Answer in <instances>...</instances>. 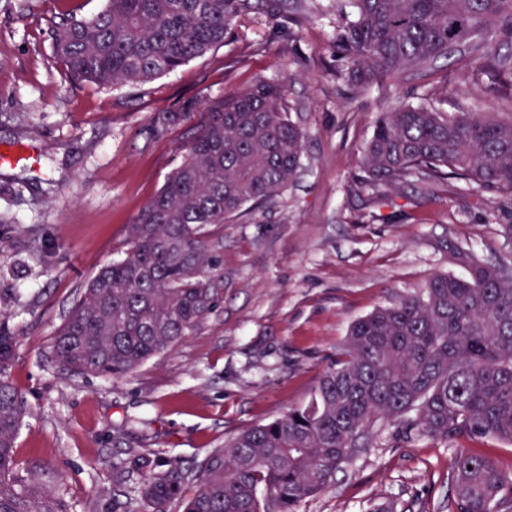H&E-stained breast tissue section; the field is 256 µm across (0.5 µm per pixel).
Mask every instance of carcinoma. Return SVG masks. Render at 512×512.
<instances>
[{"label":"carcinoma","instance_id":"1","mask_svg":"<svg viewBox=\"0 0 512 512\" xmlns=\"http://www.w3.org/2000/svg\"><path fill=\"white\" fill-rule=\"evenodd\" d=\"M354 19L336 37L357 88L457 53L512 88V0H351ZM288 10V0H106L86 16L62 14L49 30L71 80L104 88L142 85L224 44L239 17ZM164 112L158 125L190 116ZM181 162L129 226L124 258L88 283L50 353L79 375L120 378L173 348L216 307L220 229L261 206L301 168L304 134L282 83L262 81L210 103ZM372 186L453 176L512 199V116L401 105L377 118L363 151ZM467 270L437 274L421 293L379 307L350 327L308 400L241 430L199 466L195 490L177 459L131 453L138 505L119 512H297L328 489L343 464L385 429L454 446L453 512H512V476L456 441L512 445V267L445 244ZM16 339L0 334V512H64L35 484L14 479L22 425L8 379Z\"/></svg>","mask_w":512,"mask_h":512}]
</instances>
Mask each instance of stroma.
Wrapping results in <instances>:
<instances>
[{
    "mask_svg": "<svg viewBox=\"0 0 512 512\" xmlns=\"http://www.w3.org/2000/svg\"><path fill=\"white\" fill-rule=\"evenodd\" d=\"M104 0H0V330L16 336L8 376L24 417L14 475L68 512H113L138 484H116L129 449L202 462L225 440L307 400L349 327L438 273H457L450 240L479 259L512 257V201L469 184L363 181L379 113L404 103L512 115V93L487 91L466 59L394 74L350 93L338 73L339 0L242 16L221 46L136 87L72 82L48 37L68 6ZM284 81L305 135L302 170L271 204L221 230L219 303L171 350L114 379L64 370L51 341L88 281L123 256L127 229L181 161L199 118L161 136L159 113ZM451 452L383 434L298 512H450Z\"/></svg>",
    "mask_w": 512,
    "mask_h": 512,
    "instance_id": "stroma-1",
    "label": "stroma"
}]
</instances>
